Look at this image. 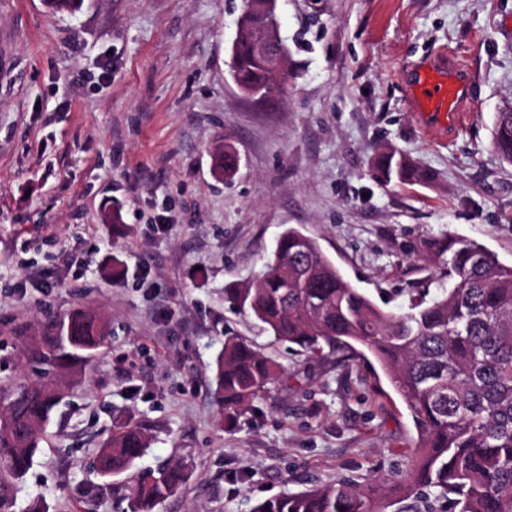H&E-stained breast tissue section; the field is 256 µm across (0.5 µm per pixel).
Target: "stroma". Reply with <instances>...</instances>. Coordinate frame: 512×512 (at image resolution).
<instances>
[{
  "label": "stroma",
  "instance_id": "35a3bbf8",
  "mask_svg": "<svg viewBox=\"0 0 512 512\" xmlns=\"http://www.w3.org/2000/svg\"><path fill=\"white\" fill-rule=\"evenodd\" d=\"M270 105L233 82L242 0H0V390L37 379L46 315L105 316L106 347L62 376V399L15 512H127L96 471L132 420L148 447L123 481L187 473L158 512H250L310 481L391 483L414 457L409 409L382 371L273 341L224 294L262 271L280 233L314 238L380 308L437 294L425 243L455 235L512 263V164L492 148L512 107V0H321ZM438 68L465 80L468 118L424 129L412 89ZM240 155L232 180L212 152ZM434 184L382 183L379 151ZM166 223H156V215ZM243 336L284 366L234 430L216 358Z\"/></svg>",
  "mask_w": 512,
  "mask_h": 512
}]
</instances>
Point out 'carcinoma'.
Returning a JSON list of instances; mask_svg holds the SVG:
<instances>
[{"label":"carcinoma","instance_id":"1","mask_svg":"<svg viewBox=\"0 0 512 512\" xmlns=\"http://www.w3.org/2000/svg\"><path fill=\"white\" fill-rule=\"evenodd\" d=\"M235 84L266 92V61L249 33L231 44ZM492 147L512 163V112L497 113ZM216 168L238 169L230 148L214 153ZM381 181L428 183L434 174L406 158L381 152ZM426 247L441 258L448 288L432 300L420 294L400 313L379 308L352 287L316 241L289 227L265 269L251 284L227 292L249 309L275 340L311 358L324 348L348 360L377 364L405 400L417 430L415 457L395 486L417 493L404 512H512V263L483 245L456 236ZM111 339L99 313L74 308L43 325L32 359L39 379L6 398L0 412V512H12L14 487L40 451L61 399L56 376L88 361ZM283 367L237 337L217 357L216 399L233 429L250 404L268 391ZM147 445L145 429L127 422L99 451L98 471L114 478L130 470ZM187 476L167 464L129 487L131 512H154L177 495ZM253 512H381L350 483L313 487L260 501Z\"/></svg>","mask_w":512,"mask_h":512}]
</instances>
